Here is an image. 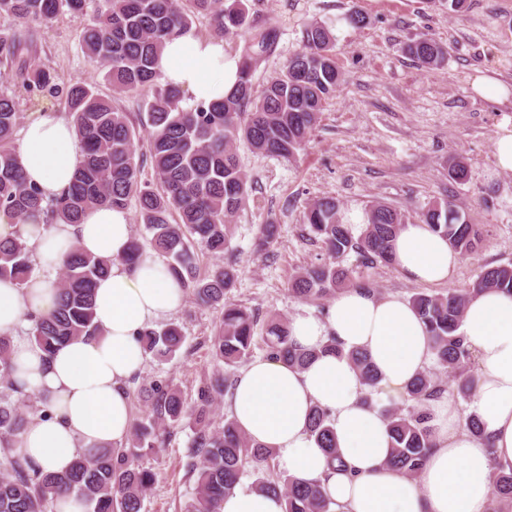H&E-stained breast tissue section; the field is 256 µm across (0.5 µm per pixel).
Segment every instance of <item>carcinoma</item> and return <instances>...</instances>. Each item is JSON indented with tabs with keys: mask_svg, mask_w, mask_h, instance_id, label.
Returning a JSON list of instances; mask_svg holds the SVG:
<instances>
[{
	"mask_svg": "<svg viewBox=\"0 0 512 512\" xmlns=\"http://www.w3.org/2000/svg\"><path fill=\"white\" fill-rule=\"evenodd\" d=\"M91 13L92 23L80 34V47L90 60L105 69L104 77L115 96L153 91L146 117L137 120L100 96L92 84L58 83L54 72L33 62L36 27L64 12ZM208 20L211 36L224 39L245 35L240 54L239 79L222 102H200L186 111L184 94L161 83L155 60L166 40L192 26L193 18ZM279 31L259 21L248 0H0V62L8 66L6 82L18 93L0 92V212L16 224H79L97 207L127 209L136 201L139 223L151 234L149 245L166 272L197 303L222 305V315L210 337V353L217 363L234 366L251 357L258 320L246 307L225 302L238 277L237 256L230 240L231 220L244 207L252 187L236 151L239 141L266 155L290 158L303 149L326 101L345 82L336 65L335 35L329 26L315 23L303 33L302 46L280 72L256 90L254 73L276 52ZM406 51L428 68L442 66L446 51L428 34L411 41ZM30 101L61 97L72 116L83 160L70 186L47 198L27 181L12 146L19 125V97ZM150 161L159 182L155 188L142 179L143 163ZM360 234L342 222L333 196L315 200L305 219L309 234L320 243L325 258L301 268L290 281L289 293L305 302L322 305L336 294L356 287L379 294L369 271L392 264V242L399 226L409 220L401 211L381 203L366 213ZM418 219L448 239L463 256L477 252L483 233L479 225L454 208L450 201L427 207ZM279 235L269 219L260 227L255 249L262 251ZM224 258L206 272L199 269V254ZM353 253L361 275L343 265ZM112 261L71 249L62 264L57 304L47 314L29 313L31 342L52 354L72 339L99 334L94 322V292L111 270ZM32 251L21 238L0 239V278L20 284L32 278ZM486 288L512 293V264L485 266L465 288L440 293H417L409 298L424 321L434 369L453 382L424 369L407 389V412L385 410L392 440L387 464L413 478L435 448L427 406L448 391L464 401L475 384L474 348L463 330L470 294ZM146 354L161 361L176 356L184 344L181 327L171 323L158 330L137 333ZM261 339L267 355L303 367L313 354L292 343L289 320L269 318ZM12 338L0 335V381L15 390L12 379ZM366 386L378 387L379 376L367 355L348 353ZM232 388L229 378L216 371L189 403L165 380H154L137 395L149 414L132 421L124 444L94 445L73 462L65 474L45 472L12 453L28 422L29 412L44 410L0 401V512H54L58 499L75 493L85 512H141L143 499L157 474L141 465L147 454H158L167 442L166 429L188 424L192 435L187 448L188 472L195 475L192 497L184 512H220L225 492L240 484L251 471L250 489L281 498L285 512H336L337 504L320 484L275 473V454L252 443L231 418L224 425L213 421L214 401ZM310 433L336 470L341 461L330 412L315 407ZM493 490L486 512H512V471L492 474Z\"/></svg>",
	"mask_w": 512,
	"mask_h": 512,
	"instance_id": "1",
	"label": "carcinoma"
}]
</instances>
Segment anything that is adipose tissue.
<instances>
[{"label":"adipose tissue","instance_id":"1","mask_svg":"<svg viewBox=\"0 0 512 512\" xmlns=\"http://www.w3.org/2000/svg\"><path fill=\"white\" fill-rule=\"evenodd\" d=\"M162 82L186 93L183 108L223 99L239 75L238 56L223 41L188 29L169 41L157 63ZM28 181L46 196H58L81 161L73 126L57 112L38 113L22 131L18 151ZM19 237L44 263L61 265L72 247L111 259L110 274L96 288L100 335L80 338L46 355L16 331L27 313L48 314L56 286L36 277L20 285L0 279V334L13 335L12 360L20 392L39 390L48 414L31 416L17 454L45 470L65 472L95 443H124L131 429L128 380L144 352L139 330L165 321L184 303L182 288L152 255L135 266L124 256L131 239L128 214L97 208L82 223L16 224L0 213V238ZM460 254L447 239L418 221L403 224L394 242L393 264L416 284L448 283ZM292 342L317 356L299 369L264 357L238 377L229 403L240 430L275 453L297 478L320 481L343 512H480L492 492L491 474L512 471V295L490 288L472 294L464 330L478 361L476 412L485 431L469 433L453 399L432 407L437 446L415 479L388 468L390 438L379 405L366 404V388L348 351L367 352L382 376L378 392L400 399L431 358L427 331L411 304L396 295L379 297L346 289L326 314H296ZM336 341L340 353L325 351ZM331 413L339 454L352 475L336 472L310 435L313 406Z\"/></svg>","mask_w":512,"mask_h":512}]
</instances>
